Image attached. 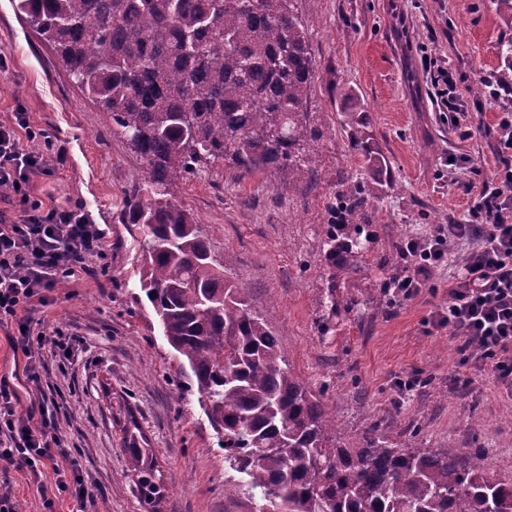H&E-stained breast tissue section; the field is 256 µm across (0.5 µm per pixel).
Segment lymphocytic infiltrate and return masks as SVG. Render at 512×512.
<instances>
[{"mask_svg": "<svg viewBox=\"0 0 512 512\" xmlns=\"http://www.w3.org/2000/svg\"><path fill=\"white\" fill-rule=\"evenodd\" d=\"M432 98L439 111L457 121L470 114L457 95V81L445 67L425 58ZM67 160L65 147L55 146L45 130L31 127L24 113L0 122V202L18 206L16 219L0 212V319L18 321L15 346L26 359L25 376L36 390L26 413H18L16 391L0 380V468L24 470L34 479L52 471L59 492L76 501L77 512H96V496L59 436L61 391L45 392V356L59 371L76 357L77 339L61 327L38 330L32 313L48 292L74 275L89 270L105 255L104 229L94 224L83 204L69 201L49 207L31 200L30 185L51 177ZM471 195L473 217L468 224L437 225L423 242L400 243L402 254L414 257L410 274L395 278L402 298H411L422 277L443 260L450 242L478 238L448 290L442 323L477 345L474 360L491 363L497 381L512 386V162L481 185L461 184Z\"/></svg>", "mask_w": 512, "mask_h": 512, "instance_id": "lymphocytic-infiltrate-1", "label": "lymphocytic infiltrate"}]
</instances>
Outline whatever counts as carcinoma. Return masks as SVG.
<instances>
[{
    "label": "carcinoma",
    "mask_w": 512,
    "mask_h": 512,
    "mask_svg": "<svg viewBox=\"0 0 512 512\" xmlns=\"http://www.w3.org/2000/svg\"><path fill=\"white\" fill-rule=\"evenodd\" d=\"M59 66L143 161L122 223L142 232L140 289L169 345L187 362L224 456L253 512H512V479L483 455L468 460L395 448L371 430L353 438L282 355L265 316L224 274L172 180L232 162L243 174L305 171L313 136L304 103L314 76L307 29L292 0H13ZM497 85H512V39L498 43ZM352 153L380 157L363 136L364 110L343 109ZM345 236L326 230L331 267L361 248L372 190L339 181ZM127 468L145 507L165 488L145 438L130 433Z\"/></svg>",
    "instance_id": "cac0c4a2"
}]
</instances>
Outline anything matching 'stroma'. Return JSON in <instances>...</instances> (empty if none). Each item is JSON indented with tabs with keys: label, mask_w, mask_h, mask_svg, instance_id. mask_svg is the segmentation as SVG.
Instances as JSON below:
<instances>
[{
	"label": "stroma",
	"mask_w": 512,
	"mask_h": 512,
	"mask_svg": "<svg viewBox=\"0 0 512 512\" xmlns=\"http://www.w3.org/2000/svg\"><path fill=\"white\" fill-rule=\"evenodd\" d=\"M293 10L308 29L315 69L304 105L316 132L306 148L314 176L290 183L272 169L244 176L219 166L177 178L170 191L343 433L373 427L403 448H479L491 476L512 477V392L490 367L464 362V338L435 318L471 242L450 244L410 299L398 298L392 284L410 265L399 243L468 221L472 198L460 183L482 182L502 167L484 130L512 113V93L475 97L471 88L500 67L496 47L512 37V20L489 0H293ZM425 54L454 73L478 120L469 136L452 130L428 99ZM349 93L368 112L365 134L381 167L360 164L347 149L341 110ZM13 112L27 113L67 148L64 168L37 185L35 198L82 201L106 231L104 273L76 272L35 313L81 340L70 381H60L51 358L45 378L61 384V435L96 482L98 512H146L125 470L134 427L154 450L167 489L164 512H250L248 499L225 497L229 464L196 382L139 299L141 235L120 216L142 162L12 0H0V118ZM452 156L458 165H449ZM344 176L371 186L373 196L358 257L333 273L324 230ZM16 334L15 320L0 323V378L17 391L23 412L30 396L25 359L11 343ZM0 494L23 512H43L47 494L57 512L76 508L49 475L38 482L25 471L0 470Z\"/></svg>",
	"instance_id": "stroma-1"
}]
</instances>
